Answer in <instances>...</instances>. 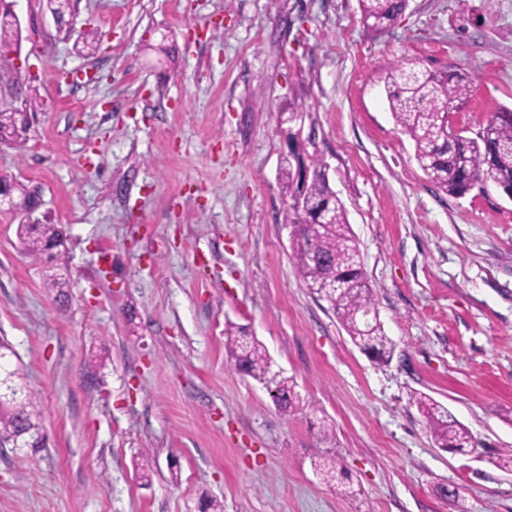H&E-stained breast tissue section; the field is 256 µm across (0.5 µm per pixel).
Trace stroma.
<instances>
[{
	"label": "stroma",
	"instance_id": "35a3bbf8",
	"mask_svg": "<svg viewBox=\"0 0 512 512\" xmlns=\"http://www.w3.org/2000/svg\"><path fill=\"white\" fill-rule=\"evenodd\" d=\"M18 0L20 81L43 104L0 175L40 192L67 238V300L0 213V339L44 448L0 446V512H512V201L456 197L417 165L385 77L403 58L459 67L468 133L512 107V0H409L367 31L359 0ZM98 29L97 51L75 34ZM328 164L392 361L372 363L290 260L283 114ZM246 326L304 408L240 375ZM477 443L439 448L413 395ZM334 431L323 435V423ZM338 461L346 497L313 470ZM152 466L150 482L136 463Z\"/></svg>",
	"mask_w": 512,
	"mask_h": 512
}]
</instances>
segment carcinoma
<instances>
[{"instance_id": "carcinoma-1", "label": "carcinoma", "mask_w": 512, "mask_h": 512, "mask_svg": "<svg viewBox=\"0 0 512 512\" xmlns=\"http://www.w3.org/2000/svg\"><path fill=\"white\" fill-rule=\"evenodd\" d=\"M60 24L69 25L71 0H47ZM407 8L406 0H360L363 24L379 32L392 26ZM20 29L0 23V83L19 85L18 67L12 54L18 52ZM471 86L455 70L424 69L420 63L400 62L387 73L386 99L397 127L414 142L415 159L441 191L464 196L476 188L494 185L512 192V109L491 113L483 130L474 137L455 132L448 125L441 105L457 106L466 100ZM28 126L24 113L0 109V146H20ZM282 223L291 226V260L307 288L329 303L351 341L372 361L386 365L395 346L386 335L376 308L373 289L367 282L358 240L348 222L343 202L318 173L323 160L309 152L306 141L288 135L287 152L281 161ZM312 173L303 182L304 171ZM25 252L51 266L65 261V253L45 258L46 244L61 235L55 224L18 227ZM225 347L240 373L264 384L277 407L285 413L301 408L302 399L292 379L272 370L271 359L260 341L247 328L233 322L224 325ZM435 443L463 452L473 447L469 431L448 408L433 399L415 397ZM33 401L18 404L11 397L0 399V438L9 439L24 429L36 428ZM316 474L328 483L341 484L343 469L333 461L313 463ZM454 512H468L458 489L438 487Z\"/></svg>"}]
</instances>
